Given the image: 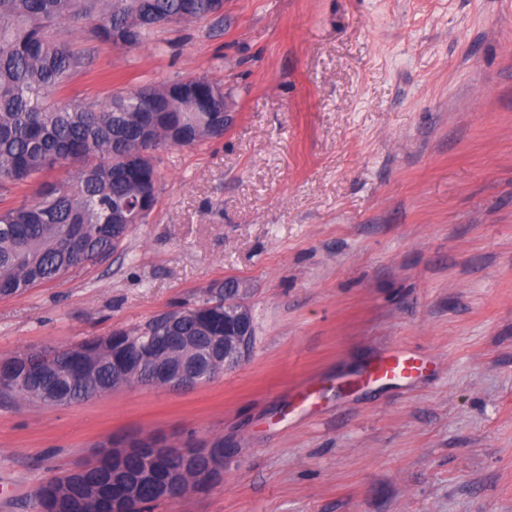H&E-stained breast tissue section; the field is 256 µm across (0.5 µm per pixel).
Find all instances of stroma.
Listing matches in <instances>:
<instances>
[{
    "instance_id": "35a3bbf8",
    "label": "stroma",
    "mask_w": 512,
    "mask_h": 512,
    "mask_svg": "<svg viewBox=\"0 0 512 512\" xmlns=\"http://www.w3.org/2000/svg\"><path fill=\"white\" fill-rule=\"evenodd\" d=\"M90 58L62 96L223 83L222 138L155 155L106 259L0 298V359L251 286L250 356L188 389L0 398V512L115 438L223 440L204 493L145 512H512V0H225ZM412 381L361 384L384 354Z\"/></svg>"
}]
</instances>
